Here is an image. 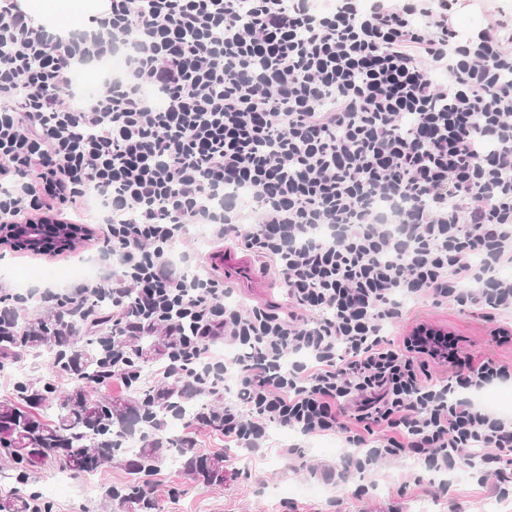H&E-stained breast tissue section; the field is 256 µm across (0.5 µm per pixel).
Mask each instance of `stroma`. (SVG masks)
I'll return each mask as SVG.
<instances>
[{"instance_id":"35a3bbf8","label":"stroma","mask_w":512,"mask_h":512,"mask_svg":"<svg viewBox=\"0 0 512 512\" xmlns=\"http://www.w3.org/2000/svg\"><path fill=\"white\" fill-rule=\"evenodd\" d=\"M512 17V0H459L453 21L456 25L488 24ZM99 238L75 251L38 256L0 246V286L16 288L14 271L29 269L35 274L27 289L62 288L71 281L65 271L70 264L96 258ZM259 287L245 289L231 284L227 294L232 303L287 306L286 288L269 262L251 254ZM448 331L462 340L475 360L494 357L512 360V348L497 345L495 326L512 325V316H497L487 322L460 307L424 301L412 306L399 323L387 327L388 338L409 335L417 324ZM25 366L29 377L44 385L52 381L48 365L34 352H21L18 364L0 371V399L10 396L16 366ZM55 382V381H52ZM57 391L70 386L69 379L55 382ZM188 433L200 453L224 451L229 475L221 486H205L179 465L164 461L149 479L147 490L159 503L160 512H416L420 501L433 504V512H484L494 493L490 485L478 484L466 472L442 474L429 471L409 458L384 461L365 472L345 471L340 438L307 437L272 425L264 449L255 452L225 444L222 435L185 423L167 428L166 436ZM298 454L283 455L287 446ZM332 470L336 479L324 482L322 473ZM126 469L121 461L102 465L94 473H58L53 469L35 472L27 491L40 492L50 512H107L105 491L121 483Z\"/></svg>"}]
</instances>
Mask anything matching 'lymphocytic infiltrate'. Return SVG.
Wrapping results in <instances>:
<instances>
[{
	"instance_id": "1",
	"label": "lymphocytic infiltrate",
	"mask_w": 512,
	"mask_h": 512,
	"mask_svg": "<svg viewBox=\"0 0 512 512\" xmlns=\"http://www.w3.org/2000/svg\"><path fill=\"white\" fill-rule=\"evenodd\" d=\"M107 2L61 31L0 0V224L92 205L104 235L102 275L39 306L93 323L110 296L115 378L143 372L128 337H175L158 374L222 400L225 442L273 423L338 436L356 470L475 466L511 492L512 418L476 396L512 361L385 328L428 300L512 314V25L459 30L458 0ZM189 224L269 259L287 310L189 274Z\"/></svg>"
}]
</instances>
